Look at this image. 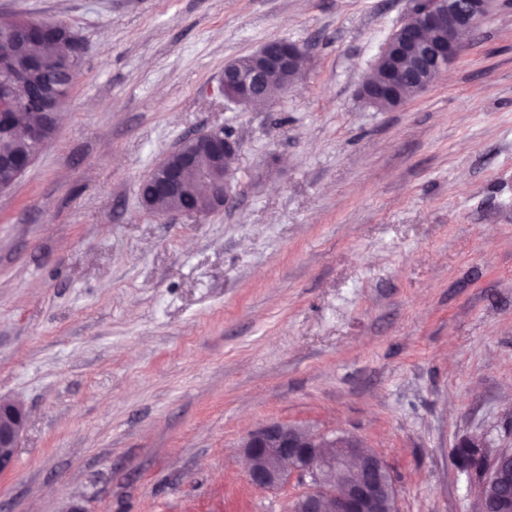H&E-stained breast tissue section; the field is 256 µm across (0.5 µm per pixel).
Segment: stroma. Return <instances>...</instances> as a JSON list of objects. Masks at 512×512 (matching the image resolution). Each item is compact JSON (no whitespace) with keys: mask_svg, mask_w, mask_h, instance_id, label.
Returning <instances> with one entry per match:
<instances>
[{"mask_svg":"<svg viewBox=\"0 0 512 512\" xmlns=\"http://www.w3.org/2000/svg\"><path fill=\"white\" fill-rule=\"evenodd\" d=\"M413 0H0L86 54L56 138L0 193V398L27 415L0 512H289L241 443L349 433L397 512H477L459 439L512 448V0L382 112L358 89ZM296 85L216 89L272 39ZM239 143L236 196L177 218L139 185Z\"/></svg>","mask_w":512,"mask_h":512,"instance_id":"1","label":"stroma"}]
</instances>
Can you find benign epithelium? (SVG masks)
Instances as JSON below:
<instances>
[{
  "mask_svg": "<svg viewBox=\"0 0 512 512\" xmlns=\"http://www.w3.org/2000/svg\"><path fill=\"white\" fill-rule=\"evenodd\" d=\"M444 2L446 8L413 13L396 26L376 62L378 75L366 79L360 87L365 101L376 105L390 100L398 106L408 94L426 90L457 58L459 35L478 27L493 0ZM25 33L29 43L67 35L73 38L74 56L85 52L80 37L57 22L30 19ZM254 55L257 63L251 74H240L227 64L217 87L220 96L242 107L254 104L268 74L298 71L302 49L290 41L276 39L264 43ZM15 85L25 91L26 109L43 111L45 99L26 77H16ZM187 143L209 154L212 166L195 168L197 152L177 148L180 157L176 164L154 185L150 198L142 200L146 208H154L156 198L179 191L184 173L194 168L200 180L218 188L212 206L205 212L220 210L232 199L234 174L227 160L237 150L236 141L225 136L224 130L214 128L190 137ZM34 160L33 155H16L0 162L20 178ZM25 425L22 407L0 398V473L12 467ZM242 448L249 461L248 480L257 488H276L288 481V474H298L305 487L290 512H381L386 503H395V490L384 460L376 452H367L353 435L328 436L274 422L250 431ZM510 460L512 448L500 449L490 456L485 481L496 483L499 494L490 510L483 501H477L478 512H512V476L507 470Z\"/></svg>",
  "mask_w": 512,
  "mask_h": 512,
  "instance_id": "7a95c632",
  "label": "benign epithelium"
}]
</instances>
